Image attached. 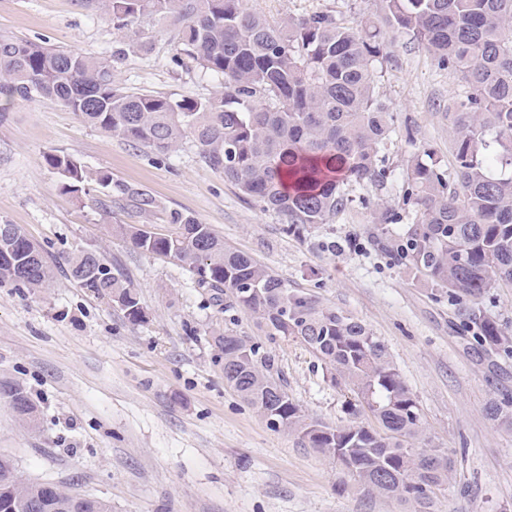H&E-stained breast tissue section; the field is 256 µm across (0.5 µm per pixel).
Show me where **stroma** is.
<instances>
[{
  "mask_svg": "<svg viewBox=\"0 0 512 512\" xmlns=\"http://www.w3.org/2000/svg\"><path fill=\"white\" fill-rule=\"evenodd\" d=\"M280 21L327 11L345 25L377 18L376 0H245ZM0 31L89 56L118 54L117 81L150 94L210 96L216 78L175 60L178 29L154 33L148 50L121 35L84 0H0ZM377 87L394 115L386 146L392 178L352 187L355 203L330 224L286 233L280 217L245 198L206 166L192 144L159 155L83 122L51 99H17L0 122V224H16L57 265L48 288L0 285V381L25 388L40 411L25 428L0 399V453L23 474L106 500L112 512H403L396 501L344 483L339 463L266 422L224 383L206 329L231 326L270 351L288 394L306 414L348 423L349 393L323 376L302 344L259 336L245 313L209 303L176 263L133 248L116 224L171 229L177 216L210 225L227 247L267 265L289 287L364 321L382 340L416 397L425 438L455 462L437 512H512V429L487 413L512 397V357L487 351L462 330L447 294L394 259L405 224L380 223L419 148L452 166L448 104L459 75L404 31L387 30ZM68 154L110 175L113 185L155 200L139 213L130 198L97 188L74 195L45 162ZM96 251L119 270L148 313L130 323L108 299L78 287L65 257Z\"/></svg>",
  "mask_w": 512,
  "mask_h": 512,
  "instance_id": "obj_1",
  "label": "stroma"
}]
</instances>
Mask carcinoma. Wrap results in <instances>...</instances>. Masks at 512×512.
Here are the masks:
<instances>
[{"instance_id":"carcinoma-1","label":"carcinoma","mask_w":512,"mask_h":512,"mask_svg":"<svg viewBox=\"0 0 512 512\" xmlns=\"http://www.w3.org/2000/svg\"><path fill=\"white\" fill-rule=\"evenodd\" d=\"M112 29L143 23L179 24L176 60L220 80L204 99L154 95L121 86L113 59L0 32V95L50 98L85 123L166 155L187 141L202 162L296 233L329 224L351 205L346 186L387 178L383 153L393 114L374 83L384 58L375 23L346 26L330 12L271 22L243 0H96ZM386 25L424 44L439 64L463 75V91L448 105L455 129V180L429 148L410 160L403 201L421 202L420 215L392 244L398 260L457 306L464 325L487 350L512 355V336L473 305L494 288L512 287V0H379ZM68 193L112 185L70 155L48 154ZM112 231L146 253L188 270L224 312L249 313L270 339H293L321 361L326 377L351 392L352 423L329 426L289 397L262 344L231 328L209 332L224 383L302 445L335 459L359 490L395 500L406 512H435L452 460L429 445L417 399L387 345L362 321L322 304L254 258L224 245L207 224L182 218L172 232L144 224ZM0 238V284L37 292L49 286L54 261L40 244ZM79 287L109 298L132 324L148 315L137 293L92 250L65 257ZM0 398L35 430L38 408L28 391L0 383ZM488 415L512 427V398ZM0 512H112L101 499L24 476L0 455Z\"/></svg>"}]
</instances>
